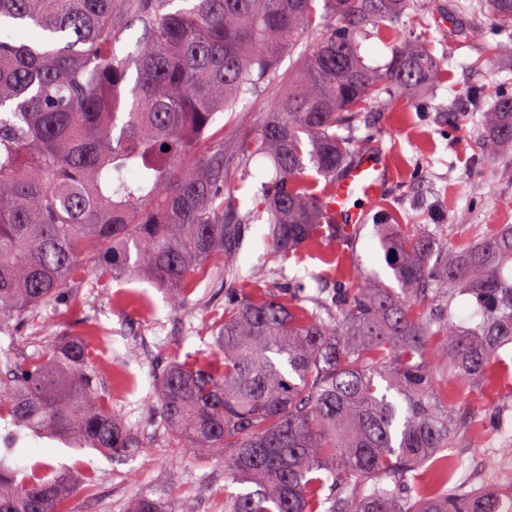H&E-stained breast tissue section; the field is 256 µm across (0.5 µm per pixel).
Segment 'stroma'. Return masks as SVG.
Here are the masks:
<instances>
[{"mask_svg":"<svg viewBox=\"0 0 512 512\" xmlns=\"http://www.w3.org/2000/svg\"><path fill=\"white\" fill-rule=\"evenodd\" d=\"M443 2L439 8L427 0L415 39L436 59L443 80L426 91L382 100L359 123L388 177L355 238L326 240L287 260L275 259L267 242V216L255 206L271 165L264 158L252 162L251 177L236 193L239 211L249 223L237 262L246 287H265V280L251 277L260 267L281 270L288 280L304 279L311 294L341 278L362 286L378 281L392 286L396 280L377 225L394 224L407 234L416 224H444L449 244L462 248L512 224V146L503 148L500 158H488L483 125L470 117L454 127L442 114L449 98L467 101L478 88L484 91L486 109L499 94H512V57L499 46L489 10L473 14L465 9L467 0ZM295 66V57H282L277 79L247 95L252 120H259L287 91ZM223 314L224 292L209 280H201L176 312L165 290L145 281H109L99 267L87 266L69 295L27 313L11 334L0 333V359L25 363L53 338L89 336L99 403L128 424L139 444L112 457L60 440L26 437L10 466L20 470L43 461L52 469L70 470L83 462L86 476L74 488L67 512H125L127 503L141 496L166 497L177 512H224L223 460L184 454L155 412L157 380L166 363L174 357L212 359L210 327ZM500 356L482 383L448 385L449 397L467 422L454 454L461 472L480 485H503L500 469L490 467L489 460L512 443V413L500 416L492 410L494 402L512 397V388L503 382L512 345L501 349Z\"/></svg>","mask_w":512,"mask_h":512,"instance_id":"stroma-1","label":"stroma"}]
</instances>
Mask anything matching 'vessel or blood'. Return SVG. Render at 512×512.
Instances as JSON below:
<instances>
[{
    "mask_svg": "<svg viewBox=\"0 0 512 512\" xmlns=\"http://www.w3.org/2000/svg\"><path fill=\"white\" fill-rule=\"evenodd\" d=\"M385 177V166L373 152L360 153L324 196L322 203L325 210L346 228L362 224L365 219L364 205L378 197Z\"/></svg>",
    "mask_w": 512,
    "mask_h": 512,
    "instance_id": "obj_1",
    "label": "vessel or blood"
}]
</instances>
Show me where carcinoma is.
<instances>
[{"label":"carcinoma","mask_w":512,"mask_h":512,"mask_svg":"<svg viewBox=\"0 0 512 512\" xmlns=\"http://www.w3.org/2000/svg\"><path fill=\"white\" fill-rule=\"evenodd\" d=\"M484 1L512 51V0L471 9ZM420 2L0 0V331L64 296L88 263L166 289L176 311L201 279L229 290L215 358L169 361L155 399L177 447L224 455L244 486L224 490V512H512V491L456 475L448 449L461 424L447 391L448 375L475 383L512 344V224L464 252L437 245L440 224L384 235L398 292L235 286L249 229L236 192L257 157L272 165L257 210L274 255L348 237L303 174L334 182L361 151V112L436 81V60L404 40L383 69L360 54L368 26L416 16ZM136 25L134 51L118 52ZM313 29L288 92L224 144L219 116L275 79ZM484 123L495 158L512 142V96ZM464 293L478 304L473 326L453 308ZM88 359L86 338L65 336L28 363L6 361L0 512H64L79 482L9 467L22 430L109 455L135 447L96 403ZM127 512L174 510L145 496Z\"/></svg>","instance_id":"1"}]
</instances>
